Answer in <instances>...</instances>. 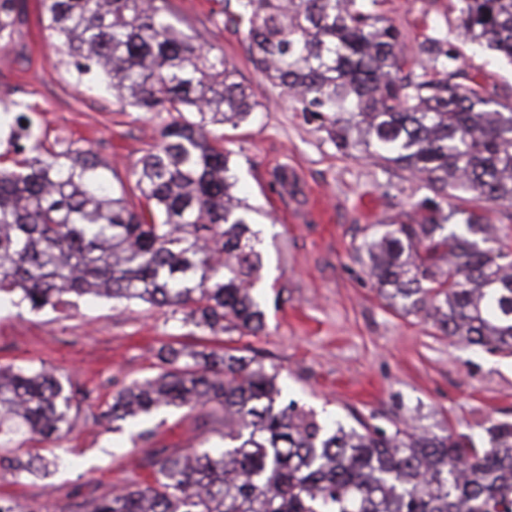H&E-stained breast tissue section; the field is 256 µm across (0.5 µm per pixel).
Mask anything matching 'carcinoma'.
Wrapping results in <instances>:
<instances>
[{
  "mask_svg": "<svg viewBox=\"0 0 512 512\" xmlns=\"http://www.w3.org/2000/svg\"><path fill=\"white\" fill-rule=\"evenodd\" d=\"M383 0H215L244 34L253 65L319 122L337 151L426 181L432 195L364 243L380 295L405 316L489 352L512 354V247L482 204L512 207V101L463 83L442 31L418 44ZM458 34L512 64V0H453ZM40 15L81 75L119 101L165 112L132 171L138 202L102 179L91 148H43L24 106L12 165H0V300L32 310L66 295L166 306L213 335L256 336L251 290L262 254L250 208L233 193L231 151L213 129L237 128L258 106L222 54L172 21V0H39ZM27 0H0V47ZM460 191L458 204L448 197ZM156 375L105 402L117 431L168 409L216 406L224 450L166 448L134 489L107 491L85 512H512V422L483 435L387 429L367 420L324 426L282 397L279 371L231 349L175 342ZM75 394L44 365L0 367V464L19 478L57 465L8 451L24 434L52 444L72 430Z\"/></svg>",
  "mask_w": 512,
  "mask_h": 512,
  "instance_id": "obj_1",
  "label": "carcinoma"
}]
</instances>
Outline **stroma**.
I'll use <instances>...</instances> for the list:
<instances>
[{
    "mask_svg": "<svg viewBox=\"0 0 512 512\" xmlns=\"http://www.w3.org/2000/svg\"><path fill=\"white\" fill-rule=\"evenodd\" d=\"M181 23L198 29L224 55L258 106L248 123L226 129L236 191L252 208L263 257L254 295L266 316L257 336H224L238 354L277 366L286 399L313 408L320 421L354 425L409 422L417 431L452 428L480 435L489 421H512V355L448 339L436 328L390 307L373 287L363 244L428 196L422 180L383 171L357 150L337 152L317 123L249 60L243 34L209 15V0H174ZM451 0H384L385 17L406 34L413 54L424 37L450 28ZM463 73L512 99V64L454 42ZM0 97L24 103L47 148L93 146L110 184L134 193L132 170L153 143L163 117L118 103L99 85L86 89L72 63L51 44L36 7H29L0 49ZM199 343L193 326L165 307L105 298L67 297L32 312L0 302V365H46L89 391L59 446L27 441L25 453L65 462L44 479L16 480L0 467V497L30 512H83L85 497L132 486L149 455L209 438L219 444L220 412L174 410L149 421L156 436L132 443L99 414L112 395L155 374L156 351Z\"/></svg>",
    "mask_w": 512,
    "mask_h": 512,
    "instance_id": "35a3bbf8",
    "label": "stroma"
}]
</instances>
